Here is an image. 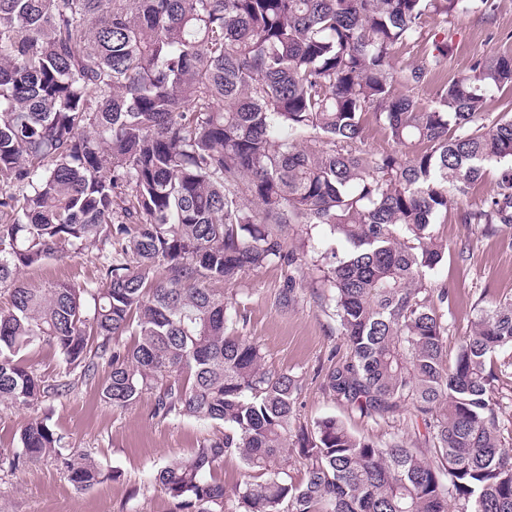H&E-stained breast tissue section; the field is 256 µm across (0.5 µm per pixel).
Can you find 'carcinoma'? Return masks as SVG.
<instances>
[{
	"instance_id": "1",
	"label": "carcinoma",
	"mask_w": 512,
	"mask_h": 512,
	"mask_svg": "<svg viewBox=\"0 0 512 512\" xmlns=\"http://www.w3.org/2000/svg\"><path fill=\"white\" fill-rule=\"evenodd\" d=\"M488 3L0 0V402L63 396L104 364L113 407L155 391L153 416L215 425L157 472L179 512H512V300L481 307L450 357L448 289L428 287L437 218L491 164L497 196L459 220L512 226V116L489 119L512 54L475 57L429 104L407 93L445 71L448 26ZM422 37L423 60L397 65ZM369 111L416 151L353 152ZM288 224L347 246L324 282L349 356L324 390L414 437L299 424L298 377L267 367L210 288L293 264ZM85 253L90 284L21 277ZM42 343L63 363L50 382L27 358ZM20 441L12 470L58 454L39 416ZM232 453L244 473L228 487L214 472ZM62 465L79 490L102 477L85 455Z\"/></svg>"
}]
</instances>
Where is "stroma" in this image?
<instances>
[{
  "mask_svg": "<svg viewBox=\"0 0 512 512\" xmlns=\"http://www.w3.org/2000/svg\"><path fill=\"white\" fill-rule=\"evenodd\" d=\"M451 30L453 50L440 75L444 81L466 74L474 56L512 53V0H493L492 10L471 11ZM498 179V168L488 167L435 226L447 250L431 282L450 293L448 349L452 352L469 334L480 297L512 299V228L489 235L482 225L458 219L460 210L477 208L491 199ZM331 242L328 229H317L307 242L299 227H289L285 244L300 253L295 264L243 271L224 283V298L244 316V332L261 347L268 367L300 377L301 424L337 416L355 433L381 439L387 430L384 423L347 411L323 389L331 358L347 355L331 308V291L309 264L311 252ZM95 276L94 260L86 254L51 261L25 274L38 285H80ZM287 287L293 288L295 300L283 306L279 297ZM155 398V393L148 392L128 408L116 409L102 400L95 380L61 397L46 396L33 410L0 403L1 453L21 451L20 433L35 412L47 416L59 434L62 453L87 454L105 473L102 482L80 490L52 458L17 470L1 467L0 512H176L174 500L156 483L155 475L171 457L211 438L214 429L194 419L155 418Z\"/></svg>",
  "mask_w": 512,
  "mask_h": 512,
  "instance_id": "obj_1",
  "label": "stroma"
}]
</instances>
